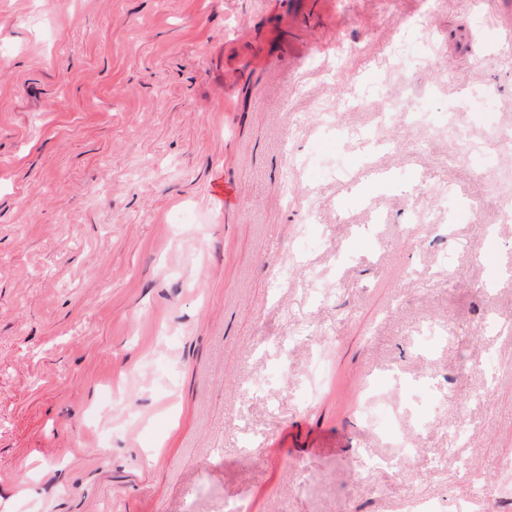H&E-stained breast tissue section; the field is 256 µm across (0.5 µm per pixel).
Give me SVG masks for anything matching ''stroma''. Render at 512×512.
<instances>
[{
    "label": "stroma",
    "mask_w": 512,
    "mask_h": 512,
    "mask_svg": "<svg viewBox=\"0 0 512 512\" xmlns=\"http://www.w3.org/2000/svg\"><path fill=\"white\" fill-rule=\"evenodd\" d=\"M511 210L512 0H0V512H499Z\"/></svg>",
    "instance_id": "obj_1"
}]
</instances>
